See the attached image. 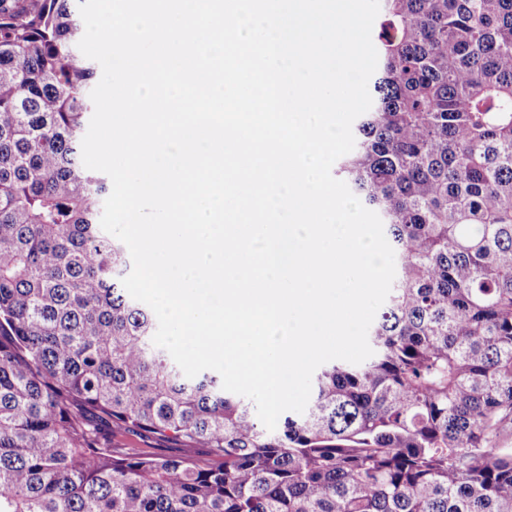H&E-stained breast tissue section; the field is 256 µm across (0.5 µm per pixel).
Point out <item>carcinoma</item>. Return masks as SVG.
<instances>
[{
	"label": "carcinoma",
	"mask_w": 512,
	"mask_h": 512,
	"mask_svg": "<svg viewBox=\"0 0 512 512\" xmlns=\"http://www.w3.org/2000/svg\"><path fill=\"white\" fill-rule=\"evenodd\" d=\"M73 2L0 0V512H512V0H381L336 173L396 276L374 355L320 369L273 431L185 377L121 284ZM101 421L210 459L116 451Z\"/></svg>",
	"instance_id": "obj_1"
}]
</instances>
